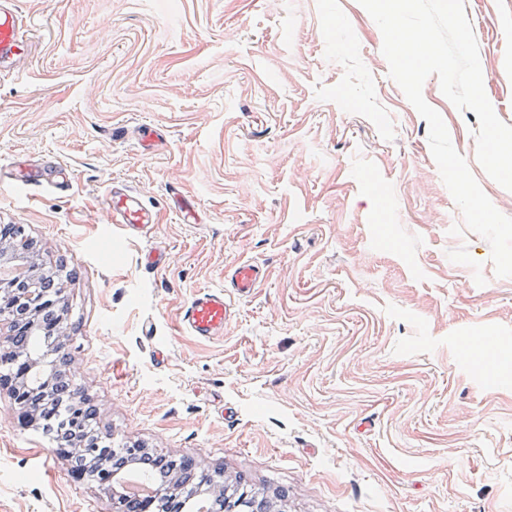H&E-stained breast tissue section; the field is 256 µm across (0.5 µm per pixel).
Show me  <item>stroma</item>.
<instances>
[{"mask_svg": "<svg viewBox=\"0 0 512 512\" xmlns=\"http://www.w3.org/2000/svg\"><path fill=\"white\" fill-rule=\"evenodd\" d=\"M19 5L35 39L25 77L0 78V161L50 156L77 182L0 179V224L77 270L71 369L99 425L286 494L287 512H512V278L485 238L451 235L462 215L428 123L358 0ZM465 13L512 126V7L465 0ZM423 96L512 217V191L477 161V114L437 76ZM142 123L159 136L148 150ZM115 182L155 210L147 234L113 223ZM152 248L161 269L142 262ZM245 260L266 278L229 296L223 337L182 330V305ZM480 336L492 353L466 358ZM0 512H112L19 424L5 381Z\"/></svg>", "mask_w": 512, "mask_h": 512, "instance_id": "obj_1", "label": "stroma"}]
</instances>
